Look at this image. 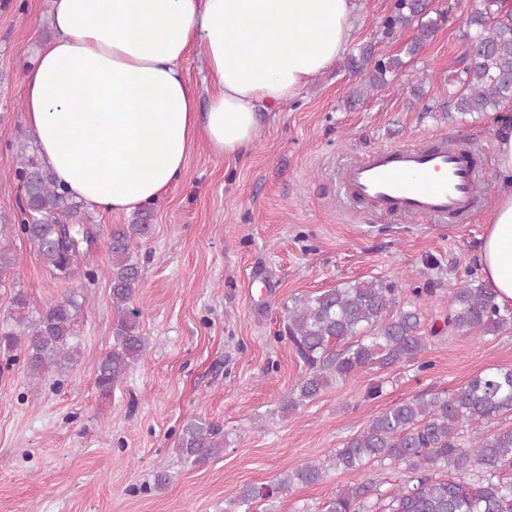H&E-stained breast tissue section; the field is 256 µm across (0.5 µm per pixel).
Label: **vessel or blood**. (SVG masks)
<instances>
[{"label": "vessel or blood", "instance_id": "b4317fda", "mask_svg": "<svg viewBox=\"0 0 512 512\" xmlns=\"http://www.w3.org/2000/svg\"><path fill=\"white\" fill-rule=\"evenodd\" d=\"M477 168L471 151L441 139L390 144L346 165L339 187L379 213L461 219L475 204Z\"/></svg>", "mask_w": 512, "mask_h": 512}]
</instances>
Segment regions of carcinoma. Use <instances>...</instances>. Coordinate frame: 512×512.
<instances>
[{"label":"carcinoma","mask_w":512,"mask_h":512,"mask_svg":"<svg viewBox=\"0 0 512 512\" xmlns=\"http://www.w3.org/2000/svg\"><path fill=\"white\" fill-rule=\"evenodd\" d=\"M428 0H395L380 30L387 38L405 28L417 36L408 47L416 54L429 40L437 20L429 16ZM467 52L456 75L459 88L442 111L461 115L499 111L512 100V10L502 0H479L465 21ZM346 67L363 77L361 89L382 90L403 72L399 57H376L373 47L360 48L346 59ZM22 199L16 213L0 215V242L22 236L32 245L52 274L66 280L84 251L103 245L107 254L104 276L110 282L113 306L119 318L113 328L112 348L94 368L95 385L105 398L122 382L129 368L146 353L140 311L130 307L141 288V268L131 245L151 231V215L138 214L130 224L103 235L82 203L58 184L41 162L38 150L20 147L12 162ZM15 257L0 245V283L14 273ZM417 298L400 304L396 284L388 279L357 281L297 300L288 308V340L306 366L281 409L293 411L328 388L332 380L394 363L415 364L428 350L421 332L419 303L429 288L414 289ZM11 320L0 323V349L17 352V360L31 379L49 370L63 372L76 360V295H68L36 313L23 292L13 297ZM448 328L496 335L512 324V315L480 281L470 278L448 297ZM336 342L343 348L328 349ZM512 368L480 372L450 392L420 394L393 404L372 416L364 428L334 455L307 462L279 474L268 483L241 487L225 512H257L258 504L273 502L298 481L314 484L331 469L361 470L371 462L404 465L401 487L378 505L369 500L372 485L361 482L338 489L325 512H512ZM178 447L190 466L206 463L224 451L220 425L197 416L186 422Z\"/></svg>","instance_id":"cac0c4a2"}]
</instances>
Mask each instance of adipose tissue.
Returning <instances> with one entry per match:
<instances>
[{"mask_svg":"<svg viewBox=\"0 0 512 512\" xmlns=\"http://www.w3.org/2000/svg\"><path fill=\"white\" fill-rule=\"evenodd\" d=\"M354 0H52L54 38L30 62L26 123L45 167L115 215L164 198L189 155L246 151L260 111L294 99L346 49ZM203 47L199 111L182 64ZM500 182L480 262L512 304V126L494 141Z\"/></svg>","mask_w":512,"mask_h":512,"instance_id":"obj_1","label":"adipose tissue"}]
</instances>
